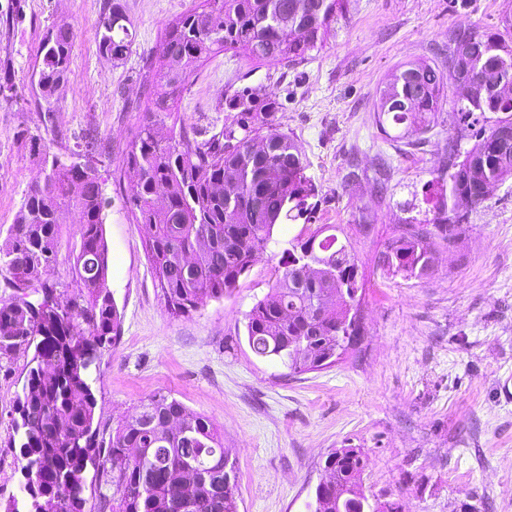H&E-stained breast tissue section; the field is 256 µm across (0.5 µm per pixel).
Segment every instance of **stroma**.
Segmentation results:
<instances>
[{
	"mask_svg": "<svg viewBox=\"0 0 512 512\" xmlns=\"http://www.w3.org/2000/svg\"><path fill=\"white\" fill-rule=\"evenodd\" d=\"M120 2L136 39L115 64L98 52L105 0H0V83L13 86L11 100L0 98V241L46 173L38 146L68 158L84 135L98 145L108 286L121 319L96 388L101 437L165 391L223 434L239 512H307L327 454L341 448L364 452L360 489L380 512L393 502L400 512H512V178L456 225L454 246L438 248L426 275L392 273L380 258L399 225L433 218L458 129L443 113L428 133L393 141L374 117L376 91L401 63L442 62L449 30L495 28L512 0H350L305 59L257 64L223 52L192 76L178 120L207 138L223 130L224 99L237 89L260 85L285 101L277 118L310 162L317 221L353 246L365 282L360 341L302 374L256 357L245 331L300 225H276V246L230 296L185 317L165 307L123 176L146 103L143 67L195 0ZM62 22L74 39L48 115L32 74L42 39ZM30 359H0V512L23 479L12 422Z\"/></svg>",
	"mask_w": 512,
	"mask_h": 512,
	"instance_id": "obj_1",
	"label": "stroma"
}]
</instances>
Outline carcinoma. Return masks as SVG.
Segmentation results:
<instances>
[{
	"instance_id": "carcinoma-1",
	"label": "carcinoma",
	"mask_w": 512,
	"mask_h": 512,
	"mask_svg": "<svg viewBox=\"0 0 512 512\" xmlns=\"http://www.w3.org/2000/svg\"><path fill=\"white\" fill-rule=\"evenodd\" d=\"M349 0H199L167 27L143 72L149 89L145 115L127 153L128 202L146 233L148 259L171 314L188 315L208 299L232 293L256 257L274 242L283 221L313 225L316 187L309 161L280 131V103L262 89L245 87L225 100L231 122L220 135L198 142L184 126L166 125L190 78L222 52L256 62H293L321 47L347 12ZM512 13L493 31L448 32V62L404 63L379 88L376 124L392 140L424 135L437 121L445 88L457 98L452 111L460 137L474 140L465 152L448 144L454 172L432 219L436 231L403 224L382 253L389 270L421 276L437 242L455 244L449 225L480 205L481 186L512 178V103L483 86L486 71L512 79ZM73 32L53 26L44 37L37 85L49 100L65 78ZM134 42L120 3H108L98 51L124 60ZM492 112L494 123L478 126ZM49 172L29 189L16 223L0 244V275L15 290L0 306V359L33 351L18 396L14 422L22 475L31 485L24 505L12 499L5 512H84L86 472L111 512H238L237 483L225 478L230 462L224 438L206 417L169 393L156 392L99 438L97 364L117 340L120 315L107 286L108 247L103 237L104 198L97 169L54 157ZM80 216L79 242L62 246L60 216ZM275 286L247 314L246 339L260 358L277 359L293 373L336 362L342 343L358 328L349 317L363 281L349 243L322 224L288 241ZM82 284L67 294L66 279ZM361 451L330 453L325 469L333 489L314 512H367L358 494Z\"/></svg>"
}]
</instances>
